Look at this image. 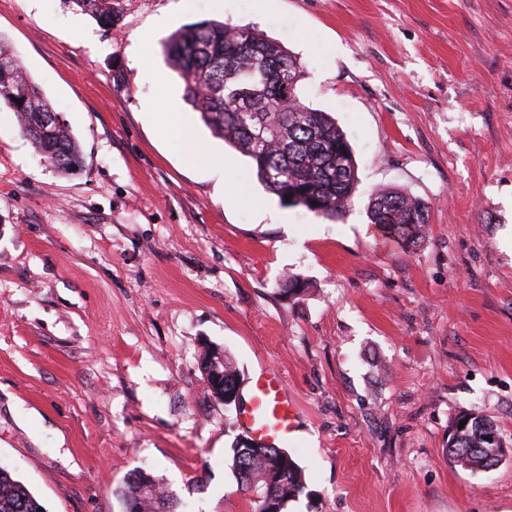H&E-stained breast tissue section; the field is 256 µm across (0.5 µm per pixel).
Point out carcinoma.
I'll return each mask as SVG.
<instances>
[{
    "instance_id": "obj_1",
    "label": "carcinoma",
    "mask_w": 512,
    "mask_h": 512,
    "mask_svg": "<svg viewBox=\"0 0 512 512\" xmlns=\"http://www.w3.org/2000/svg\"><path fill=\"white\" fill-rule=\"evenodd\" d=\"M72 2L107 29L119 21V0ZM162 45L183 81L184 100L214 135L252 160L267 191L330 220L346 212L358 182L351 146L328 113L300 100V65L286 48L250 27L209 20L173 32ZM1 101L17 113L24 135L52 166L64 173L81 166V151L68 126L54 120V109L39 85L2 50ZM367 214L370 223L408 245L422 238L428 224L426 207L396 189L377 190ZM220 368L224 384L210 389L224 399L238 376L227 357ZM469 417L470 424L457 430L448 446V455L463 468L487 470L486 436L494 424L483 415ZM244 448L239 440L232 446L231 470L237 490L247 496L249 512H285L307 489L302 468L274 445L261 454ZM121 496L138 501V512H176L173 494L144 469L129 474ZM42 509L27 487L0 467V512Z\"/></svg>"
}]
</instances>
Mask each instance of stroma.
<instances>
[{"instance_id": "obj_1", "label": "stroma", "mask_w": 512, "mask_h": 512, "mask_svg": "<svg viewBox=\"0 0 512 512\" xmlns=\"http://www.w3.org/2000/svg\"><path fill=\"white\" fill-rule=\"evenodd\" d=\"M121 4L109 30L71 0H0V41L83 155L60 173L0 105V467L46 512H124L138 468L178 512H248L227 464L240 408L211 393L207 341L243 386L284 378L307 481L287 512H512V458L448 457L463 411L512 447V0ZM202 20L297 57L301 101L358 166L342 217L269 193L162 48L135 64L143 36ZM174 108L178 137L152 118ZM381 187L426 206L417 244L370 223ZM290 276L308 290L281 294Z\"/></svg>"}]
</instances>
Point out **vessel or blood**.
Returning a JSON list of instances; mask_svg holds the SVG:
<instances>
[{"label": "vessel or blood", "mask_w": 512, "mask_h": 512, "mask_svg": "<svg viewBox=\"0 0 512 512\" xmlns=\"http://www.w3.org/2000/svg\"><path fill=\"white\" fill-rule=\"evenodd\" d=\"M241 420L258 439L287 441L294 431V419L288 394L277 372L267 370L255 379Z\"/></svg>", "instance_id": "vessel-or-blood-1"}]
</instances>
